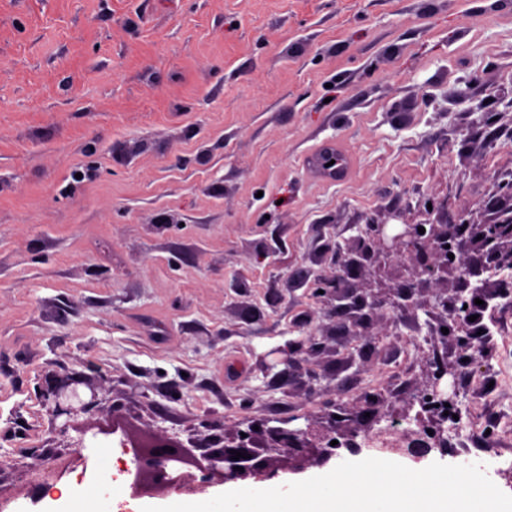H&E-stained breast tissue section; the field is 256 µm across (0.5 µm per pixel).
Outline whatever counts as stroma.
Returning a JSON list of instances; mask_svg holds the SVG:
<instances>
[{
    "label": "stroma",
    "instance_id": "1",
    "mask_svg": "<svg viewBox=\"0 0 512 512\" xmlns=\"http://www.w3.org/2000/svg\"><path fill=\"white\" fill-rule=\"evenodd\" d=\"M496 2L0 0V512L98 484L112 421L191 449L334 403L414 411L446 354L454 450L415 467L477 463L512 490L511 302L486 291L476 353L416 306L348 334L315 294L391 292L417 269L350 268L360 229L480 217L512 174ZM326 144L340 176L307 163ZM316 329L336 340L302 356L311 386L262 372ZM90 363L100 404L57 435L36 387Z\"/></svg>",
    "mask_w": 512,
    "mask_h": 512
}]
</instances>
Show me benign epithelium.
I'll use <instances>...</instances> for the list:
<instances>
[{"mask_svg": "<svg viewBox=\"0 0 512 512\" xmlns=\"http://www.w3.org/2000/svg\"><path fill=\"white\" fill-rule=\"evenodd\" d=\"M467 225V231L455 245L448 246V240L456 232L445 221L430 225L429 230L419 233L424 225L406 224L394 234L386 232V225L377 224L369 228L370 237L379 245L375 251L367 245L365 238L356 239L357 254L361 259L381 266L380 258L396 250L401 255L413 259L417 265L418 277L403 279L391 298L376 294L367 288H342L336 281L322 282L319 289L324 304L330 307V313H336V298L349 300L344 305L348 315L345 329L354 336L361 335L368 329L371 313L384 307L398 309L415 304L414 298L424 284L432 279L444 278L448 287L436 294L433 299L421 302L427 309H442L443 312L458 309L457 303L463 301L465 287L470 279L477 278L482 272L470 265H459L449 258V254L463 255L470 252H483L494 263L512 267V229L503 232L501 224L512 223V206L498 207L494 216L482 222L461 219ZM432 393L418 399L421 411L415 416L416 428L401 431L396 428L402 421L408 420V414L392 412L380 413L371 407L353 411L338 408V417L330 418L328 424L309 423L303 428L279 429L267 434L264 447L277 452L296 466L307 464L322 465L332 456L327 451L330 442L340 436L345 439L347 448L373 449L380 455H400L419 461L437 449L441 454L448 451V439L444 437V402L435 401L436 392L442 380L453 369L442 360L433 362ZM39 397L47 407L52 421L64 418L59 425H54V432L66 435L75 427V420L81 414L92 411L98 404L96 388L90 378L83 372H72L64 377L48 372L39 387ZM430 416V422L436 426L430 439H425L427 425L423 414ZM256 432L250 430L247 436L238 437V443L222 448H207L200 456L191 460V465L201 473V481H196L192 473L179 472L180 464L186 460L182 446L174 440L154 435L130 436L126 433L112 440L117 448L132 454L133 480L130 484L131 495L143 497L159 492L182 491L206 484L213 480L231 482L247 478L268 479L276 475L274 469L258 459L259 451L255 448ZM362 442H357V438ZM243 453L239 460L232 459L230 450ZM243 471H238V468Z\"/></svg>", "mask_w": 512, "mask_h": 512, "instance_id": "1", "label": "benign epithelium"}]
</instances>
